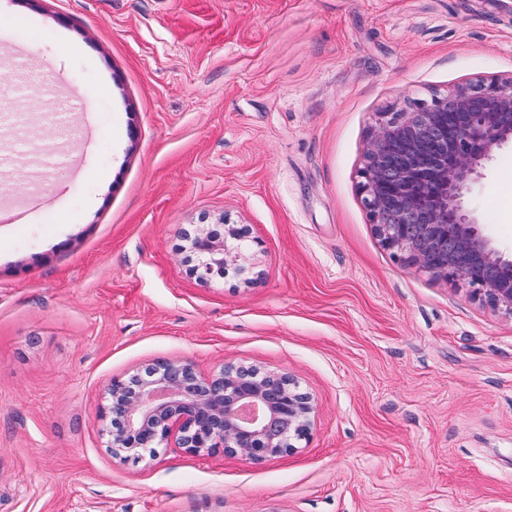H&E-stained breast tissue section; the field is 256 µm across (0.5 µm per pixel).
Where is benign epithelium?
<instances>
[{"label":"benign epithelium","instance_id":"benign-epithelium-1","mask_svg":"<svg viewBox=\"0 0 512 512\" xmlns=\"http://www.w3.org/2000/svg\"><path fill=\"white\" fill-rule=\"evenodd\" d=\"M512 143V78L460 86L376 130L360 191L385 249L444 282L512 314V258L481 234L463 198L494 149ZM245 231L223 219L185 235L183 263L197 281L245 272L228 241ZM107 447L125 459L172 440L205 456L217 449L250 461L286 453L306 438L313 405L288 376L225 366L205 376L189 360L153 363L107 386Z\"/></svg>","mask_w":512,"mask_h":512}]
</instances>
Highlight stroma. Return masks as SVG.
Wrapping results in <instances>:
<instances>
[{
  "mask_svg": "<svg viewBox=\"0 0 512 512\" xmlns=\"http://www.w3.org/2000/svg\"><path fill=\"white\" fill-rule=\"evenodd\" d=\"M511 76L512 0H0V512H512V315L395 260L358 189L385 114ZM464 205L512 257V145ZM223 216L253 268L197 283ZM178 359L294 378L308 439L113 458L107 385Z\"/></svg>",
  "mask_w": 512,
  "mask_h": 512,
  "instance_id": "obj_1",
  "label": "stroma"
}]
</instances>
